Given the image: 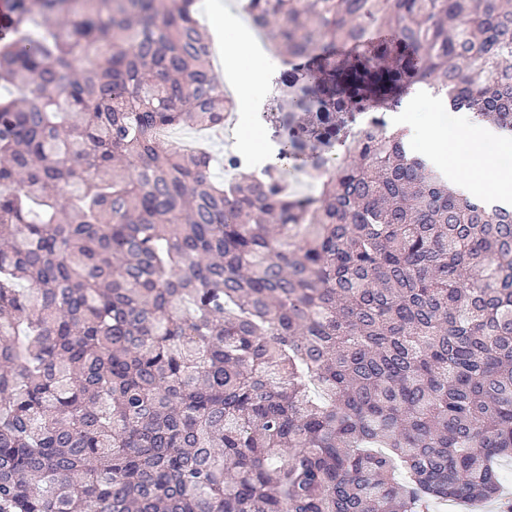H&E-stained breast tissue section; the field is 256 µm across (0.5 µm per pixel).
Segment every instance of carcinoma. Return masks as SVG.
Returning <instances> with one entry per match:
<instances>
[{
	"instance_id": "carcinoma-1",
	"label": "carcinoma",
	"mask_w": 512,
	"mask_h": 512,
	"mask_svg": "<svg viewBox=\"0 0 512 512\" xmlns=\"http://www.w3.org/2000/svg\"><path fill=\"white\" fill-rule=\"evenodd\" d=\"M75 2L0 34V512H512V209L384 120L512 133V0H247L278 150L223 183L157 137L234 108L195 0Z\"/></svg>"
}]
</instances>
